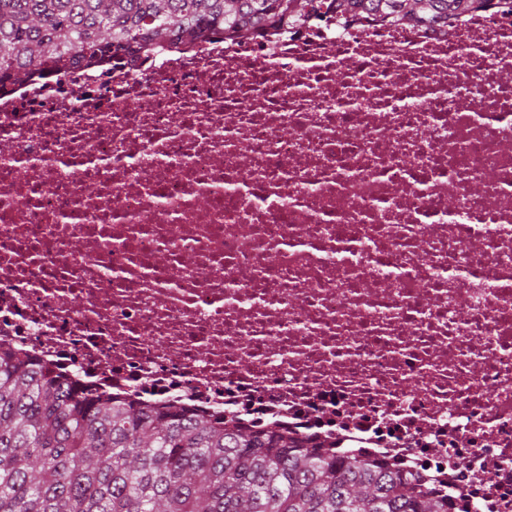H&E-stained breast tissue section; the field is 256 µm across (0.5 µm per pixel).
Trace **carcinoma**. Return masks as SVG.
I'll use <instances>...</instances> for the list:
<instances>
[{
    "instance_id": "carcinoma-1",
    "label": "carcinoma",
    "mask_w": 512,
    "mask_h": 512,
    "mask_svg": "<svg viewBox=\"0 0 512 512\" xmlns=\"http://www.w3.org/2000/svg\"><path fill=\"white\" fill-rule=\"evenodd\" d=\"M321 0H0V84L84 54L284 24ZM420 29L487 0H332ZM0 512H449L354 455L78 390L0 352Z\"/></svg>"
}]
</instances>
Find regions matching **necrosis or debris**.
I'll use <instances>...</instances> for the list:
<instances>
[{
  "instance_id": "1",
  "label": "necrosis or debris",
  "mask_w": 512,
  "mask_h": 512,
  "mask_svg": "<svg viewBox=\"0 0 512 512\" xmlns=\"http://www.w3.org/2000/svg\"><path fill=\"white\" fill-rule=\"evenodd\" d=\"M511 66L488 0L0 87V349L512 512Z\"/></svg>"
}]
</instances>
